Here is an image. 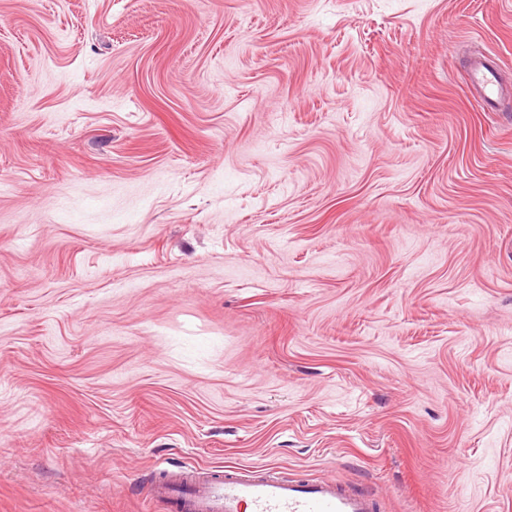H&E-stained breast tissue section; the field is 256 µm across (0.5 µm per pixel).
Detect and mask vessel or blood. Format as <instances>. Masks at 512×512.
I'll return each instance as SVG.
<instances>
[{"instance_id":"1","label":"vessel or blood","mask_w":512,"mask_h":512,"mask_svg":"<svg viewBox=\"0 0 512 512\" xmlns=\"http://www.w3.org/2000/svg\"><path fill=\"white\" fill-rule=\"evenodd\" d=\"M468 65L483 104L497 108L504 94L497 70L480 55ZM152 492L170 501L174 512H375L372 497L349 485L288 479L273 468H245L232 460L205 477L164 471Z\"/></svg>"}]
</instances>
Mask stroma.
<instances>
[{
    "label": "stroma",
    "instance_id": "35a3bbf8",
    "mask_svg": "<svg viewBox=\"0 0 512 512\" xmlns=\"http://www.w3.org/2000/svg\"><path fill=\"white\" fill-rule=\"evenodd\" d=\"M512 0H0V512L160 468L512 512ZM471 84L478 91L487 109H496L504 94L498 71L485 57L475 55L468 59Z\"/></svg>",
    "mask_w": 512,
    "mask_h": 512
}]
</instances>
